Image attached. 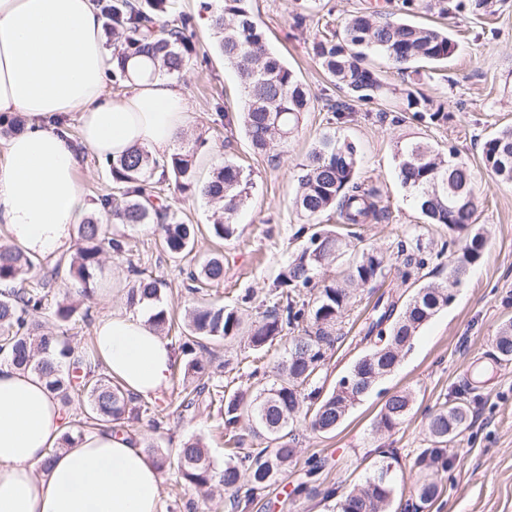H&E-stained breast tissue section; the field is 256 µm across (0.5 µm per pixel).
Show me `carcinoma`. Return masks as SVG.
<instances>
[{"label": "carcinoma", "mask_w": 512, "mask_h": 512, "mask_svg": "<svg viewBox=\"0 0 512 512\" xmlns=\"http://www.w3.org/2000/svg\"><path fill=\"white\" fill-rule=\"evenodd\" d=\"M105 26L112 31V79L129 80L128 63L144 58L154 68L142 71L148 78L180 73L196 53L194 16L177 9L178 0H96ZM448 12L445 0H402L405 14L432 9ZM210 15V29L216 47L238 73L243 86L240 112L242 130L257 153L288 142L300 120L311 106L310 93L295 71L273 54L267 46L264 28L254 19L248 0H213L204 4ZM454 45L448 34L438 28L422 26L403 19L381 18L361 13L345 20L339 36L323 32L310 46L313 59L331 79L334 88L351 100L380 102L399 93L402 111L423 118H446V108L433 106L409 86L396 90L388 87L377 72L365 64L376 54L398 71L419 73V62L436 63L448 59ZM396 173L400 183L413 198L421 215L430 224L448 227V246L454 248L445 282L425 284L415 289L403 305L391 301L374 305L377 316L367 327L365 338H376L371 349L352 366L349 376L359 378L362 389L370 391L379 380L398 365L400 354L412 347L421 327L447 307L455 298L467 271L481 258L487 239L476 224L480 189L468 163L454 153L448 158L424 141L399 142L395 151ZM482 160L486 171L498 182L512 184V127L492 134L483 145ZM359 149L356 143L323 132L301 164L294 206L309 224L320 223L327 212L336 211L345 224H366L379 220L386 207L379 193L357 176ZM117 193L99 198L108 219L91 218L79 227L77 257L70 262L68 277L77 288L56 303L54 314L62 322L77 315L79 306L90 299L97 287L100 256L108 247L117 254L126 251L124 237L114 233L112 224L131 228L153 225L160 231L161 249L182 258L194 249L201 229L185 223L169 204H162L158 185L171 179L182 194L199 195L223 203L222 215L209 225V235L217 240L233 236L234 219L246 205L253 189L251 173L231 160L215 169L200 182L194 171V154L174 152L156 157L136 147L123 157L107 162ZM350 242L333 229L312 233L301 250L288 262L269 292L264 310L258 312L248 330L235 307L203 302L182 326L179 347L186 360V370L196 374L206 371L195 357L203 342H226L247 333L249 345L259 351L284 331L301 328L290 337L285 356L275 367L273 379L257 392L241 387L229 388L224 380L196 387L185 394L179 407L196 409L202 396L207 405L220 402L221 421L217 428L228 436L229 449L224 467L218 469L207 449L198 439H189L176 452V465L186 483L204 488L213 481L224 485L234 508L251 503L271 486L282 469L296 456L293 425L298 415L310 430L329 433L346 418L362 395L347 393L343 382L327 394L317 385L328 351L338 336L339 325L350 305L352 291L364 288L381 276L387 258L373 249H364L349 257L341 281L316 280L319 271L347 256ZM39 259L19 248H0V284L26 283V286L0 292V357L4 362L45 380L49 390L64 405L71 394L87 400L88 409L76 421V431L62 437L61 446L90 431L122 429V420L135 400L133 394L112 379L94 354H78L63 336L39 331L33 316L49 306L52 282L60 267L39 275ZM137 275L128 290L131 307L149 311V321L160 332L170 329L172 317L162 304L163 283L137 267ZM188 290L197 293L202 284H220L224 280V259L214 254L196 270L187 273ZM313 288L314 298L306 299L303 289ZM498 358L512 361V322L504 325L496 340ZM414 403L409 390L395 392L382 406L374 421L380 432H392L402 425ZM251 422L254 437L264 441L262 448L244 447L239 434L242 419ZM469 406L466 402L443 403L429 410L426 434L429 447L418 464L429 469L437 464L448 468V441L467 428ZM399 464L397 451H380L379 460L366 468L363 483L347 491L331 487L326 498L336 500V512H390L396 485L390 467ZM438 485L426 478L416 489L417 502L406 503L404 512H419L420 505H430L438 497Z\"/></svg>", "instance_id": "obj_1"}]
</instances>
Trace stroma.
Here are the masks:
<instances>
[{
  "label": "stroma",
  "instance_id": "1",
  "mask_svg": "<svg viewBox=\"0 0 512 512\" xmlns=\"http://www.w3.org/2000/svg\"><path fill=\"white\" fill-rule=\"evenodd\" d=\"M252 15L264 27L268 48L288 63L307 86L314 103L303 116L288 144L270 153H256L240 127L225 131V115L241 110V81L214 48L209 27L196 29L197 53L178 82L190 107L187 132L178 149L194 150L197 176L207 180L215 166L233 159L250 170L255 185L249 202L239 211L233 237L218 245L198 239L190 257L177 260L165 254L148 226L125 229L132 250L117 254L104 250L97 289L86 301L87 316L61 323L40 314L45 330L68 337L76 352L91 351L95 323L115 312H129L127 292L135 281L133 267L163 281V301L176 323H183L197 297L187 290L186 273L215 252L224 254V282L211 287L209 298L224 305L252 293L262 300L300 246L294 233L304 223L294 206L296 178L316 137L325 129L354 140L360 147L358 176L378 189L387 216L370 224H342L357 248L383 253L389 263L383 276L360 289L340 326V339L329 352L320 374L324 391L350 371L370 347L363 327L378 299L409 297L416 283L438 284L448 275V258L441 255L448 229L425 223L412 198L396 178L394 148L399 140L430 142L439 153L454 151L471 166L480 186L477 222L487 238L482 259L465 277L453 302L422 326L410 351L397 368L380 380L352 408L343 424L327 435L313 434L304 423L294 427L297 454L281 477L266 488L247 512H328V487L350 488L364 474V459H377L383 448L398 451L397 490L393 503L400 512L414 491L420 469L416 460L427 447L425 417L428 409L459 393H466L471 415L468 427L448 447L451 468L435 472L439 498L423 512H512V361L496 359L495 342L503 324L512 321V184L492 180L482 162V144L498 129L512 125V0H496L493 12L483 16L471 8L421 11L418 24L447 30L454 44L442 63L422 68L417 88L432 104H446V120H399L378 105L351 103L344 119H336L328 100H341L329 78L309 53L312 39L323 26L339 29L344 18L357 12L382 9L396 18L401 0H249ZM307 16L304 27L293 24L295 14ZM79 178L90 203V216H99L98 198L110 193L112 179L104 160L79 147ZM420 246L426 260L419 282L402 277L403 252ZM284 353L283 340L254 352L247 337L197 349L208 367L205 374L188 376L176 365L170 384L160 395L144 401L167 417L165 429L152 428L147 418L127 423L142 446L174 455L190 437L202 439L216 467L224 465V439L214 425L218 412L199 407L185 412L178 404L184 388L210 377L241 383L253 366L272 370ZM414 390L413 409L401 429L375 433L373 423L387 396ZM323 461L317 476H309L308 460ZM161 512H232L219 483L198 490L190 487L175 467L162 471Z\"/></svg>",
  "mask_w": 512,
  "mask_h": 512
}]
</instances>
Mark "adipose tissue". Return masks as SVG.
<instances>
[{
  "instance_id": "adipose-tissue-1",
  "label": "adipose tissue",
  "mask_w": 512,
  "mask_h": 512,
  "mask_svg": "<svg viewBox=\"0 0 512 512\" xmlns=\"http://www.w3.org/2000/svg\"><path fill=\"white\" fill-rule=\"evenodd\" d=\"M109 91L112 49L94 0H0V114L28 118L0 151V225L35 256L60 255L90 205L62 116L79 114L82 143L117 159L133 147L170 154L188 123L176 84L140 77ZM113 379L139 395L165 389L176 364L168 341L138 315L94 327ZM67 414L44 380L0 364V512H159L161 474L137 442L112 432L58 448Z\"/></svg>"
}]
</instances>
